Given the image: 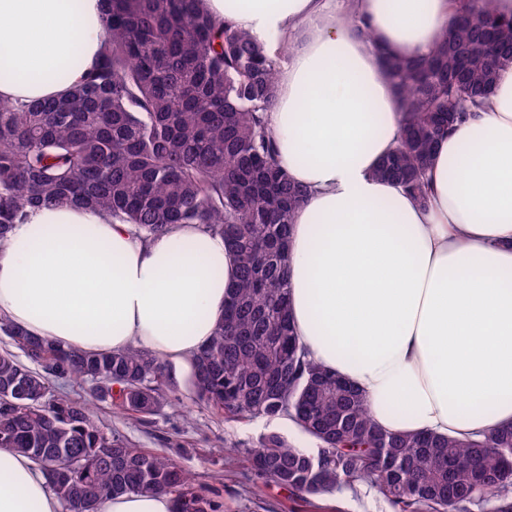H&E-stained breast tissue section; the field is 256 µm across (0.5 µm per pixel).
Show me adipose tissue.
I'll return each instance as SVG.
<instances>
[{"label":"adipose tissue","instance_id":"obj_1","mask_svg":"<svg viewBox=\"0 0 512 512\" xmlns=\"http://www.w3.org/2000/svg\"><path fill=\"white\" fill-rule=\"evenodd\" d=\"M270 46L296 42L269 114L278 162L307 197L289 245L293 325L310 358L390 432L463 437L512 425V68L439 143L420 203L375 170L400 114L376 46L408 57L449 27V0H205ZM101 0H0V100L58 99L98 58ZM236 274L221 236L178 224L147 240L76 206L40 207L0 245V319L87 352L190 361ZM0 512H61L40 467L0 448Z\"/></svg>","mask_w":512,"mask_h":512}]
</instances>
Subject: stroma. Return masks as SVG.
Here are the masks:
<instances>
[{
	"label": "stroma",
	"instance_id": "stroma-1",
	"mask_svg": "<svg viewBox=\"0 0 512 512\" xmlns=\"http://www.w3.org/2000/svg\"><path fill=\"white\" fill-rule=\"evenodd\" d=\"M167 369L175 386L165 392L158 412L136 417L100 403L97 417L105 430L120 434L134 447L172 456L191 475L197 490L221 504V512H394L385 498L363 483L310 495L258 475L245 451L262 435L279 433L312 452L317 442L284 418L224 419L196 400L189 365L171 362Z\"/></svg>",
	"mask_w": 512,
	"mask_h": 512
}]
</instances>
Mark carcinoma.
Returning a JSON list of instances; mask_svg holds the SVG:
<instances>
[{"mask_svg":"<svg viewBox=\"0 0 512 512\" xmlns=\"http://www.w3.org/2000/svg\"><path fill=\"white\" fill-rule=\"evenodd\" d=\"M103 46L85 80L57 100L0 101V246L29 210L78 205L143 239L202 224L236 260V284L214 334L191 362L196 399L227 419H290L317 453L278 433L245 449L254 469L313 495L365 483L397 512H512V426L481 438L397 434L380 428L362 394L312 361L289 307L292 214L306 190L277 161L268 123L282 52L204 0H105ZM394 87L401 130L376 170L421 202L442 137L485 104L512 67V16L493 0H458L451 28L412 57L377 49ZM42 367L0 352V448L40 467L82 461L48 480L64 512H98L129 493L163 492L173 512H219L169 455L105 431L86 405L52 391L50 377L88 380L93 398L134 415L158 411L170 374L149 354L64 349L0 321ZM120 390L112 392L113 386ZM413 488V497L406 490Z\"/></svg>","mask_w":512,"mask_h":512,"instance_id":"obj_1","label":"carcinoma"}]
</instances>
